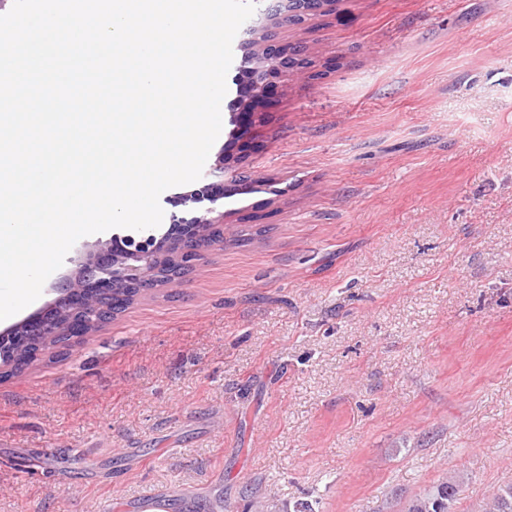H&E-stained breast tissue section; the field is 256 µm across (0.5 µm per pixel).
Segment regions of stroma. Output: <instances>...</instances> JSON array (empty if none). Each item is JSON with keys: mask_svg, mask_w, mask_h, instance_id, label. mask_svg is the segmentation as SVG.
<instances>
[{"mask_svg": "<svg viewBox=\"0 0 512 512\" xmlns=\"http://www.w3.org/2000/svg\"><path fill=\"white\" fill-rule=\"evenodd\" d=\"M223 244L0 379V512H456L512 486V0H337ZM457 486L443 482L428 490L423 496L412 500L406 512H455Z\"/></svg>", "mask_w": 512, "mask_h": 512, "instance_id": "obj_1", "label": "stroma"}]
</instances>
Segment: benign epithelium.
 <instances>
[{
	"instance_id": "1",
	"label": "benign epithelium",
	"mask_w": 512,
	"mask_h": 512,
	"mask_svg": "<svg viewBox=\"0 0 512 512\" xmlns=\"http://www.w3.org/2000/svg\"><path fill=\"white\" fill-rule=\"evenodd\" d=\"M277 2L284 11L266 17L275 25L315 20L336 4V0H296L297 7L290 9L289 0ZM262 38V50L250 58L255 63L250 103L263 97L270 76L294 80L308 74L302 53L273 43L267 33ZM213 172L219 174V180L183 195L182 201L193 216L173 220L162 233L150 232L138 238L114 233L105 242L83 245L75 269L55 288L57 297L0 332V376L23 369L19 354L24 346L36 347L35 359L77 347L112 306L117 292L133 287L142 293L156 285L157 262L164 258H174L183 267L197 270L203 253L221 243L210 238L209 232L223 225L224 214L214 205L224 198V154L217 157ZM204 201L210 207L201 211L198 204Z\"/></svg>"
}]
</instances>
